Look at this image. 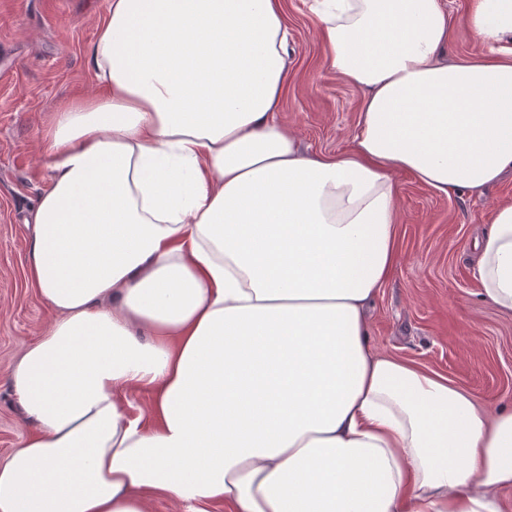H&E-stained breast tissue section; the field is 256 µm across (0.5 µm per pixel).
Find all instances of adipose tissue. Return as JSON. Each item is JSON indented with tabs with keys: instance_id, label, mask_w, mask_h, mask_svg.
<instances>
[{
	"instance_id": "1",
	"label": "adipose tissue",
	"mask_w": 512,
	"mask_h": 512,
	"mask_svg": "<svg viewBox=\"0 0 512 512\" xmlns=\"http://www.w3.org/2000/svg\"><path fill=\"white\" fill-rule=\"evenodd\" d=\"M310 11L363 95L336 155L281 117L282 0H108L102 92L53 112L25 221L58 318L11 374L33 432L0 512H503L512 406L377 351L368 312L399 261L396 173L447 196L512 171V0H476L473 63L443 59L444 0ZM477 249L512 315V204Z\"/></svg>"
}]
</instances>
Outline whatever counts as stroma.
Returning <instances> with one entry per match:
<instances>
[{
    "label": "stroma",
    "instance_id": "35a3bbf8",
    "mask_svg": "<svg viewBox=\"0 0 512 512\" xmlns=\"http://www.w3.org/2000/svg\"><path fill=\"white\" fill-rule=\"evenodd\" d=\"M453 62L478 58L483 44L464 25L471 0H444ZM290 82L281 115L309 152L349 144L362 93L323 59L306 0H285ZM107 0H0V459L30 434L10 376L19 353L54 320L29 287L24 219L47 185L41 133L64 100L99 87L84 50ZM400 257L369 310L370 339L466 388L480 403L512 404V317L480 297L469 262L492 210L512 202V174L481 192L436 194L407 172L395 177Z\"/></svg>",
    "mask_w": 512,
    "mask_h": 512
}]
</instances>
